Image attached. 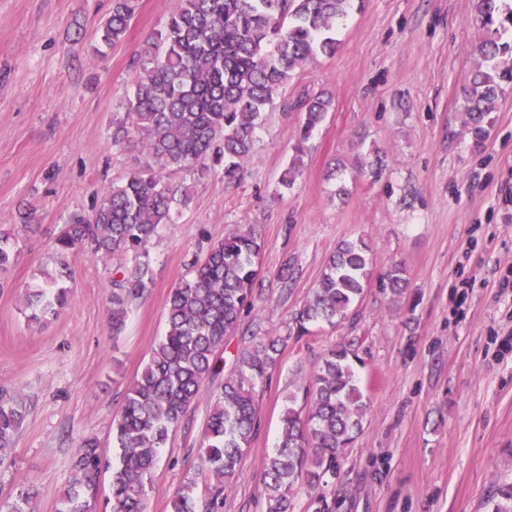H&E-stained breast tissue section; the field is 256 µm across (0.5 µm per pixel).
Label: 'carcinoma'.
I'll use <instances>...</instances> for the list:
<instances>
[{
	"mask_svg": "<svg viewBox=\"0 0 512 512\" xmlns=\"http://www.w3.org/2000/svg\"><path fill=\"white\" fill-rule=\"evenodd\" d=\"M355 0H174L164 30L139 54L125 116L112 123V147L137 141L151 163L133 170L104 192L91 213L69 216L55 239L58 270L25 289L27 321L44 326L69 302L66 257L80 247L105 259L115 254L130 265L115 268L110 280L112 332L125 325L131 304L152 288L150 245L162 224L188 201V187L166 173L199 175L221 170L239 179L252 155L253 133L274 95L319 56L337 50L336 25ZM502 0H477L481 27L512 28V7ZM135 0H113L99 28L100 42L115 46L125 36ZM479 60L465 77L464 126L480 146L494 123L503 85L512 83V43L486 37ZM331 100L305 94L295 103L303 115L298 144L281 183L290 186L303 163V143L326 118ZM260 244L251 231L232 230L193 262L189 275L170 291L164 336L127 387L121 411L112 420L119 462L94 439L73 455L72 479L56 512H93L100 478L109 473L110 512H146L152 472L169 431L178 427L204 393L212 402L200 448L201 470L187 476L171 500V512H224V492L260 427L256 388L267 384L281 347L308 336L314 327L332 329L354 321L369 281L370 246L344 240L331 255L316 286L295 313L285 336H249L224 373V340L245 310L261 298L256 259ZM392 303L407 293L404 269L396 265L381 280ZM359 342L344 338L332 346L301 387L304 406L287 407L280 417L278 443L268 456L259 497L264 512H295L297 491H311L312 512H333L331 495L346 449L363 429L369 397L356 366ZM26 406L0 389V465L12 451L25 422ZM206 493L198 495L199 484ZM39 489L32 481L0 497V512H36ZM486 512H512V480L496 484L484 501Z\"/></svg>",
	"mask_w": 512,
	"mask_h": 512,
	"instance_id": "carcinoma-1",
	"label": "carcinoma"
}]
</instances>
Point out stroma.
<instances>
[{
	"label": "stroma",
	"instance_id": "1",
	"mask_svg": "<svg viewBox=\"0 0 512 512\" xmlns=\"http://www.w3.org/2000/svg\"><path fill=\"white\" fill-rule=\"evenodd\" d=\"M171 0H137L123 42L95 30L112 0H0V230L14 229V256L0 270V387L29 409L0 492L34 480L38 512H55L78 443L112 444L126 388L164 334L170 290L230 230H253L263 294L242 328L285 335L295 311L346 239L372 245L371 272L355 322L289 341L256 399L260 430L224 499V512H262L258 491L279 417L323 354L358 338L370 397L364 431L336 478V512H484L512 476V88L483 147L462 123L466 74L485 32L475 0H356L339 24L335 56L305 66L254 132L240 180L183 177L190 202L150 248L154 285L109 323V273L122 264L77 250L67 257L70 299L48 325L30 326L21 295L53 268L63 220L97 205L112 181L143 166L141 147H112L141 47L163 29ZM332 110L305 144L293 186L280 179L299 138L303 94ZM382 157L372 179L365 163ZM40 208L24 231L23 203ZM400 265L410 281L389 305L377 276ZM293 273L282 293L278 275ZM211 401L201 397L170 432L152 477L147 512L170 500L201 464ZM110 459H117L111 451Z\"/></svg>",
	"mask_w": 512,
	"mask_h": 512
}]
</instances>
